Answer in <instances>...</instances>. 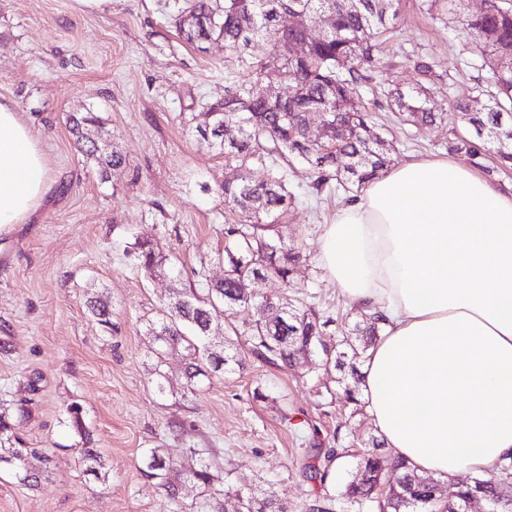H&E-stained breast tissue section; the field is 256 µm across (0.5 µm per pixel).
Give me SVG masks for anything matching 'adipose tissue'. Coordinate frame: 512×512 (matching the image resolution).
<instances>
[{"label": "adipose tissue", "instance_id": "1", "mask_svg": "<svg viewBox=\"0 0 512 512\" xmlns=\"http://www.w3.org/2000/svg\"><path fill=\"white\" fill-rule=\"evenodd\" d=\"M51 188L38 136L0 100V232ZM320 242L329 279L385 318L362 394L394 455L447 477L512 454V187L420 158L371 181Z\"/></svg>", "mask_w": 512, "mask_h": 512}]
</instances>
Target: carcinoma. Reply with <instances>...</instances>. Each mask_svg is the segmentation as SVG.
I'll return each mask as SVG.
<instances>
[{
	"instance_id": "1",
	"label": "carcinoma",
	"mask_w": 512,
	"mask_h": 512,
	"mask_svg": "<svg viewBox=\"0 0 512 512\" xmlns=\"http://www.w3.org/2000/svg\"><path fill=\"white\" fill-rule=\"evenodd\" d=\"M488 2L477 39L488 56L494 89L473 87L477 97H487L486 107L480 110L470 108L469 96L455 100V111L470 133L454 134L448 150L476 158L483 146L492 144L500 167L512 169V73L496 74L502 58L512 53V0ZM320 13L333 15L335 23L322 37L308 41L304 58H289L285 46L270 49L258 61L248 52L252 44H271L280 31L288 30V16L294 17L291 35L301 37ZM395 15L396 0H351L347 5L344 0H186L176 22L181 39L190 45L222 40L237 53V66L251 73L249 80L229 82L224 99L197 114L196 132L212 141L224 155L225 165L240 173L221 187L224 204L234 214L233 223L224 228V279L201 280L205 285L201 295L193 289L173 290L162 317L149 325L155 340L167 347L184 346L189 383L221 364H241L237 355L224 349L212 351L209 342L212 332L224 327L238 307L254 309L244 335L251 355L264 363L290 365L313 347L316 337L324 335L327 322L288 295V289L295 287L294 274L302 255L282 231L292 198L287 167L295 159L307 162L313 171L311 189L318 195L338 187L359 189L389 169L392 145L369 126L370 102L359 88L370 81L362 74L363 65L377 60ZM273 69L294 78L279 99L267 100L260 84ZM389 97L403 122L435 125L443 120L433 110L430 88L424 85L409 91L396 89ZM311 112L323 115L322 140L335 145L334 153L319 151L307 127ZM68 121L78 150L96 163L102 179L124 167L125 158L99 116L73 112ZM89 125L98 127L97 145L85 140ZM254 167L266 169L268 178L251 180L248 172ZM133 253L137 267L147 275L166 261L147 241H136ZM270 281L278 282L283 292L265 294L263 285ZM360 315L352 333L363 337V345L351 344L345 333L338 343L341 350L326 357V363L352 376L358 374L379 336V319L363 311ZM2 463L18 483L34 487L53 457L39 448L0 447ZM148 468L149 477L164 489L163 512H183L171 481L179 473L177 463L156 448ZM390 473L397 474L393 483ZM189 476L204 487L207 512H224V489L214 486L207 467L191 470ZM479 482L478 478L471 484L450 482L447 498L437 502L430 485L407 462L387 458L373 448L360 455L344 496L356 512H455L469 488ZM484 491L496 512H512V497L499 486L486 484ZM238 494L248 505L259 503V512H288L274 492L258 497L244 483Z\"/></svg>"
}]
</instances>
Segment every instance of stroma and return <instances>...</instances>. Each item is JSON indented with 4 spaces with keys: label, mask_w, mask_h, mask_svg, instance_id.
<instances>
[{
    "label": "stroma",
    "mask_w": 512,
    "mask_h": 512,
    "mask_svg": "<svg viewBox=\"0 0 512 512\" xmlns=\"http://www.w3.org/2000/svg\"><path fill=\"white\" fill-rule=\"evenodd\" d=\"M183 5L112 0L84 14L71 0H0V98L33 124L54 184L28 223L0 235V418L16 447L55 459L33 489L0 469V512H161L163 491L144 474L154 448L184 468L208 463L214 484L229 489L225 512H238L241 477L277 492L288 512H309L325 493L336 499L332 512H349L340 495L377 437L369 414H352L341 397L359 380L325 369L321 355L272 366L238 335L242 366L191 387L183 348L161 363L151 352L146 326L172 290L224 276L229 212L219 189L233 171L192 117L223 98L235 56L220 40L183 42L175 27ZM391 26L364 94L373 122L395 134V163L447 155L461 127L453 100L490 75L480 45L422 0H399ZM419 85L432 88L442 126L398 123L388 106L385 89ZM85 110L103 118L126 158L106 180L66 124ZM311 182L309 165L289 166L299 296L347 326L359 311L326 276L319 239L360 193L317 196ZM138 239L167 258L163 273L137 268ZM90 295L110 306L111 327L87 310ZM83 448L100 454L97 474L81 464ZM320 449L338 455L323 481L308 470Z\"/></svg>",
    "instance_id": "obj_1"
}]
</instances>
